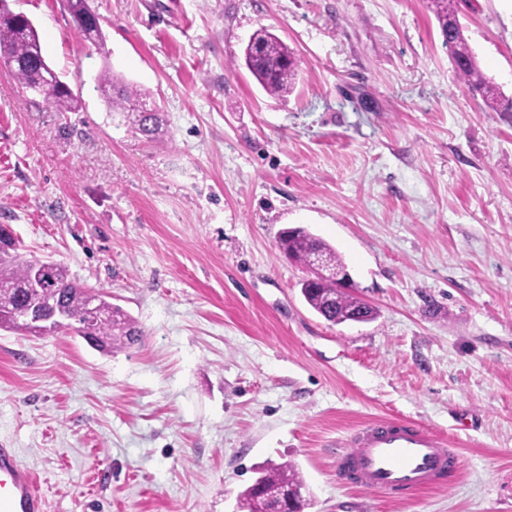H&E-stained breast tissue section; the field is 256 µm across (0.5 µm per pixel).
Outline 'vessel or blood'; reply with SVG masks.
<instances>
[{
    "instance_id": "vessel-or-blood-1",
    "label": "vessel or blood",
    "mask_w": 512,
    "mask_h": 512,
    "mask_svg": "<svg viewBox=\"0 0 512 512\" xmlns=\"http://www.w3.org/2000/svg\"><path fill=\"white\" fill-rule=\"evenodd\" d=\"M349 452L336 458L347 484L394 495L446 480L458 468L457 449L408 419H382L354 431ZM45 500L13 449L0 448V512H44Z\"/></svg>"
}]
</instances>
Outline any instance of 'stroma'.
Segmentation results:
<instances>
[{
  "label": "stroma",
  "mask_w": 512,
  "mask_h": 512,
  "mask_svg": "<svg viewBox=\"0 0 512 512\" xmlns=\"http://www.w3.org/2000/svg\"><path fill=\"white\" fill-rule=\"evenodd\" d=\"M78 100L49 108L0 64V224L143 328L103 354L73 330L0 329V444L47 512H240L272 465L305 512H512V115L456 75L427 0H7ZM512 97V0H462ZM301 60L286 97L244 64L259 27ZM149 96V141L98 88ZM341 254L372 321L334 325L278 248ZM406 418L462 456L442 485H345L360 426ZM67 3L79 35L85 41L97 44L101 38V29H99V25L98 27H92L85 26L83 24L85 14L90 12L85 6V0H67ZM98 80L102 92L106 95L108 105L113 112L123 111L122 113H124L127 110L125 105L133 97L142 95L141 91L136 87L122 83L117 78L112 77L108 71H103ZM110 90L112 93H110ZM280 244L291 260L307 268L320 259L330 274L336 273V269H347L336 249L323 239L313 235L306 228H286L282 232Z\"/></svg>",
  "instance_id": "35a3bbf8"
}]
</instances>
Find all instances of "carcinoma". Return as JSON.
Returning a JSON list of instances; mask_svg holds the SVG:
<instances>
[{"instance_id":"cac0c4a2","label":"carcinoma","mask_w":512,"mask_h":512,"mask_svg":"<svg viewBox=\"0 0 512 512\" xmlns=\"http://www.w3.org/2000/svg\"><path fill=\"white\" fill-rule=\"evenodd\" d=\"M460 2L430 0L455 72L468 88L483 94L485 103L492 110L512 112V100L503 101L494 93L467 43L458 20ZM67 3L79 35L91 43L98 42L101 29L83 24L88 13L85 0H67ZM244 60L268 95L282 97L294 88L301 61L282 39L268 29L262 27L251 36L244 49ZM0 61L13 63L11 71L26 87L41 80L46 63L37 29L24 24L21 14L9 10L5 0H0ZM99 85L114 112H126V104L141 95L136 87L122 83L108 71L100 74ZM43 99L57 112H72L76 108V97L64 84L49 90ZM126 118L136 132L148 139H155L163 132L160 112H127ZM0 230L5 234L4 240L0 241L4 245L0 249V329L27 331L19 321L18 310L31 299L44 316L67 323L68 328L94 343L97 351L103 354L140 340L143 332L138 323L120 306L107 301L102 292L95 294L97 319L89 323V327H84L89 307L87 288L74 282L63 264L56 262L42 266L38 259L27 257L12 240L8 228L0 225ZM280 244L291 260L307 268L320 259L331 274L346 269L335 248L303 227L285 229ZM301 294L312 310L332 324L350 315L362 322L373 319V311L361 299L347 291L333 292L332 283L327 279L301 283ZM301 486L303 479L294 466L280 464L265 471L241 494V508L246 512L273 508L278 504L267 499L269 493Z\"/></svg>"}]
</instances>
